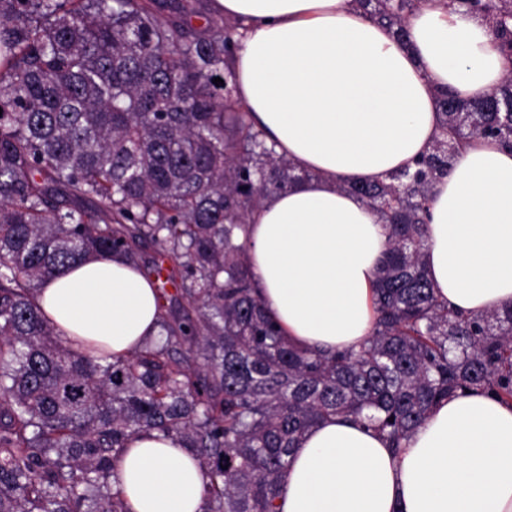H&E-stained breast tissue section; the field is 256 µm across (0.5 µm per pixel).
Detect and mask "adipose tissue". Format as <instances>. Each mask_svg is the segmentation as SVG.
Here are the masks:
<instances>
[{
    "mask_svg": "<svg viewBox=\"0 0 512 512\" xmlns=\"http://www.w3.org/2000/svg\"><path fill=\"white\" fill-rule=\"evenodd\" d=\"M239 26L236 96L307 179L247 220L256 293L298 345L355 350L370 335L387 235L353 186L385 180L440 132L438 92L495 91L508 64L489 22L420 0L405 39L351 0H215ZM424 264L449 309L512 304V150L478 138L434 190ZM37 305L93 355L129 356L158 332L154 279L124 257L91 256L47 278ZM118 473L129 512H204L206 472L172 441L142 436ZM279 512H512V403L484 391L436 406L393 451L345 418L295 451Z\"/></svg>",
    "mask_w": 512,
    "mask_h": 512,
    "instance_id": "obj_1",
    "label": "adipose tissue"
}]
</instances>
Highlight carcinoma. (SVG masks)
Listing matches in <instances>:
<instances>
[{"label":"carcinoma","mask_w":512,"mask_h":512,"mask_svg":"<svg viewBox=\"0 0 512 512\" xmlns=\"http://www.w3.org/2000/svg\"><path fill=\"white\" fill-rule=\"evenodd\" d=\"M357 2L403 39L417 0ZM454 2L492 22L509 70L493 104L440 94L441 138L414 170L355 187L388 250L370 336L332 352L288 341L244 260L249 213L304 175L235 96L237 25L191 26L189 0H0V512H129L114 462L153 433L205 469V512H279L293 453L329 417L397 448L448 398L512 400V305L454 314L423 263L458 148H512V0ZM149 253L176 293L124 359L72 349L37 307L87 256Z\"/></svg>","instance_id":"1"}]
</instances>
